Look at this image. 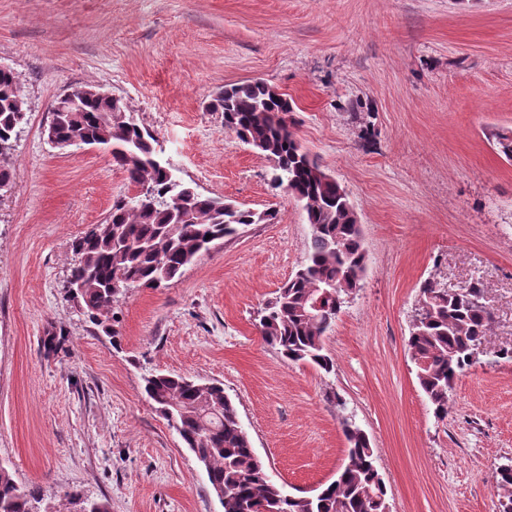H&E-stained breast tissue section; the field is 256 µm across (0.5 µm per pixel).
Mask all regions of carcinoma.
I'll use <instances>...</instances> for the list:
<instances>
[{
	"mask_svg": "<svg viewBox=\"0 0 512 512\" xmlns=\"http://www.w3.org/2000/svg\"><path fill=\"white\" fill-rule=\"evenodd\" d=\"M209 107L224 114V128L273 162V182L285 186L306 213L311 227L305 264L283 284L259 319L263 340L291 363L333 370L324 339L343 308V299L360 287L367 265L361 225L347 192L326 177L305 149L286 115L292 104L269 84L255 80L231 84ZM25 99L17 76L0 71V186L11 185L8 164L12 143L22 129ZM55 135L110 141L117 150L112 163L126 173L138 194L116 202L105 221L73 243L79 261L70 278L88 319L101 325L129 283L159 288L180 275L201 254L249 224L270 223L276 213L225 207L224 199L200 193L171 174L159 157L157 140L122 99L101 97L80 88L55 101ZM504 157L512 160V131L493 134ZM179 197L183 209L172 208ZM328 295L317 316L307 315L313 290ZM424 318L412 323L407 341L417 383L438 416L448 414V392L458 375L472 366L471 351L485 340L493 313L484 288L468 283L439 288L431 280L420 287ZM144 391L160 415L202 462L212 488L224 489L223 512H383L386 485L379 483L370 441L360 428H344L348 461L336 479L305 500L289 497L268 474L254 452L238 410L213 382L155 373L144 378ZM494 494L499 512H512V466L497 469ZM77 512H108L101 502L88 503L75 492L65 494ZM38 491L23 489L0 466V512H35Z\"/></svg>",
	"mask_w": 512,
	"mask_h": 512,
	"instance_id": "1",
	"label": "carcinoma"
}]
</instances>
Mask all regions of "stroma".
Instances as JSON below:
<instances>
[{"instance_id":"stroma-1","label":"stroma","mask_w":512,"mask_h":512,"mask_svg":"<svg viewBox=\"0 0 512 512\" xmlns=\"http://www.w3.org/2000/svg\"><path fill=\"white\" fill-rule=\"evenodd\" d=\"M0 64L28 122L0 194V465L108 512H223L206 470L146 399L151 370L223 383L288 490L332 481L345 419L369 437L392 512H497L512 464V0H0ZM261 79L288 95L303 146L349 195L367 268L324 346L332 372L285 362L258 313L303 263L310 226L271 162L208 111ZM125 99L176 175L264 211L160 288H132L107 327L64 288L73 241L131 186L110 156L52 148L75 88ZM480 282L484 351L437 418L407 349L424 280ZM494 494L498 499L499 512H512V466L497 469Z\"/></svg>"}]
</instances>
